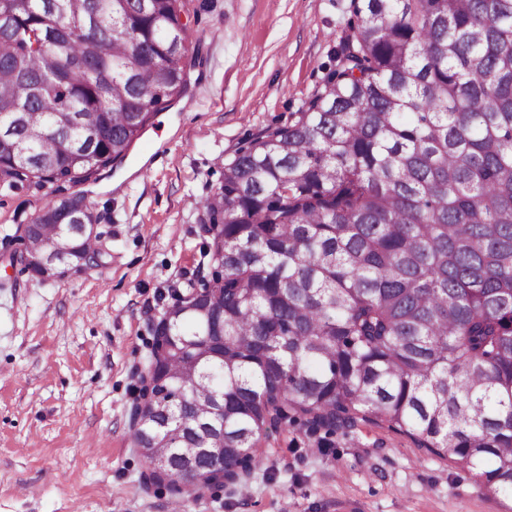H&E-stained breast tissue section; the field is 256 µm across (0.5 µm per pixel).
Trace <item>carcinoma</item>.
I'll use <instances>...</instances> for the list:
<instances>
[{
    "instance_id": "obj_1",
    "label": "carcinoma",
    "mask_w": 512,
    "mask_h": 512,
    "mask_svg": "<svg viewBox=\"0 0 512 512\" xmlns=\"http://www.w3.org/2000/svg\"><path fill=\"white\" fill-rule=\"evenodd\" d=\"M321 89L224 165L210 240L153 323L141 477L205 489L261 436L380 418L512 493V0H352ZM183 0H0V191L95 183L182 97ZM82 194L49 200L9 265H103ZM206 355L188 363L186 346ZM224 437V462L183 454Z\"/></svg>"
}]
</instances>
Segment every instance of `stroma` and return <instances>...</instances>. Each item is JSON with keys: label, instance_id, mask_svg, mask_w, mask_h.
<instances>
[{"label": "stroma", "instance_id": "1", "mask_svg": "<svg viewBox=\"0 0 512 512\" xmlns=\"http://www.w3.org/2000/svg\"><path fill=\"white\" fill-rule=\"evenodd\" d=\"M352 18L351 0H185L187 92L85 187L103 267L43 281L0 266V512H512V496L374 418L270 432L244 484L178 500L140 480L128 412L150 325L204 260L198 206L238 147L313 96ZM56 195L0 193V245Z\"/></svg>", "mask_w": 512, "mask_h": 512}]
</instances>
